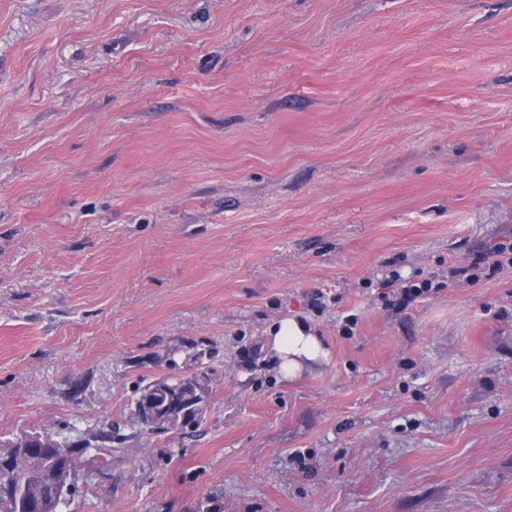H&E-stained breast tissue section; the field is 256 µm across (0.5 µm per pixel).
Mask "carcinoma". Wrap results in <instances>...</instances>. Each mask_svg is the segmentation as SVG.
I'll return each mask as SVG.
<instances>
[{
  "label": "carcinoma",
  "mask_w": 512,
  "mask_h": 512,
  "mask_svg": "<svg viewBox=\"0 0 512 512\" xmlns=\"http://www.w3.org/2000/svg\"><path fill=\"white\" fill-rule=\"evenodd\" d=\"M213 353L202 343H191L185 349L184 364L201 368ZM210 378L205 372L171 381L156 379L139 388L135 403V417L151 406L159 411L156 421L148 428L164 432L171 428H185L199 424L200 403L209 390ZM25 431L13 439L0 440V512H24V500L42 506V512H57L63 496L68 493L69 470L59 461L72 459L73 448L66 438L53 440V445L38 450L33 455L22 451Z\"/></svg>",
  "instance_id": "carcinoma-1"
}]
</instances>
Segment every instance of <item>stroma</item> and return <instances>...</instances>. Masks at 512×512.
<instances>
[{
	"instance_id": "obj_1",
	"label": "stroma",
	"mask_w": 512,
	"mask_h": 512,
	"mask_svg": "<svg viewBox=\"0 0 512 512\" xmlns=\"http://www.w3.org/2000/svg\"><path fill=\"white\" fill-rule=\"evenodd\" d=\"M510 240L512 0H0V438L86 441L61 512H512ZM201 339L199 426L134 423ZM271 363L287 380H294L327 361L329 350L306 321L285 316L266 330Z\"/></svg>"
}]
</instances>
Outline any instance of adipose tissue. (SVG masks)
I'll return each instance as SVG.
<instances>
[{
  "label": "adipose tissue",
  "instance_id": "adipose-tissue-1",
  "mask_svg": "<svg viewBox=\"0 0 512 512\" xmlns=\"http://www.w3.org/2000/svg\"><path fill=\"white\" fill-rule=\"evenodd\" d=\"M267 339L272 364L288 380L301 377L329 358L315 328L294 316L282 317L269 326Z\"/></svg>",
  "mask_w": 512,
  "mask_h": 512
}]
</instances>
